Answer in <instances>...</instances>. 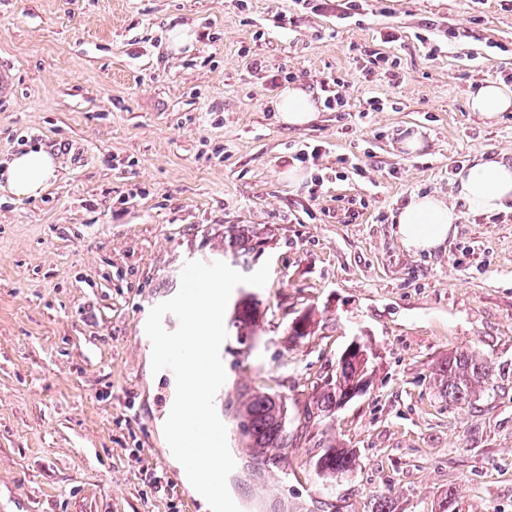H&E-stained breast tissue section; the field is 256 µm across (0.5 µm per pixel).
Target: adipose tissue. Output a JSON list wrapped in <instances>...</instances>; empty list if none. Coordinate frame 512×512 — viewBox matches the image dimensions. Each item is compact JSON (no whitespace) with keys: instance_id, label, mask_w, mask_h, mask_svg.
Here are the masks:
<instances>
[{"instance_id":"1","label":"adipose tissue","mask_w":512,"mask_h":512,"mask_svg":"<svg viewBox=\"0 0 512 512\" xmlns=\"http://www.w3.org/2000/svg\"><path fill=\"white\" fill-rule=\"evenodd\" d=\"M274 108L280 121L291 127L313 122L317 106L310 93L296 84L285 85ZM471 111L486 120L512 110V89L488 82L470 94ZM60 163L42 147H26L0 166V186L16 199L39 197L58 178ZM457 204L438 196L412 195L396 217L397 234L408 249L432 251L447 240L462 212L490 215L512 204V161L479 160L463 166L456 175Z\"/></svg>"}]
</instances>
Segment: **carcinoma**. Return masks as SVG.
<instances>
[{
  "instance_id": "cac0c4a2",
  "label": "carcinoma",
  "mask_w": 512,
  "mask_h": 512,
  "mask_svg": "<svg viewBox=\"0 0 512 512\" xmlns=\"http://www.w3.org/2000/svg\"><path fill=\"white\" fill-rule=\"evenodd\" d=\"M268 237L257 228L246 224H229L224 227V253L232 258L234 265L250 269V260L264 250ZM262 315L260 304L251 294L243 295L235 304L229 326L236 331L239 344L243 345L254 335ZM441 387L448 398L466 401L475 396L492 376L487 360L473 353H455L442 361L437 369ZM356 375L355 363L338 362L336 378L325 383V389L312 402L318 415L333 414L341 401L347 397L345 386ZM235 424L241 445L249 449L257 468L276 465L282 455L272 450H288V407L286 398L260 389L245 390L233 400L225 401ZM325 452L318 460V470L325 476L350 471L355 463V454L336 446L330 440L324 444Z\"/></svg>"
}]
</instances>
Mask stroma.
Here are the masks:
<instances>
[{
  "mask_svg": "<svg viewBox=\"0 0 512 512\" xmlns=\"http://www.w3.org/2000/svg\"><path fill=\"white\" fill-rule=\"evenodd\" d=\"M176 24L192 49L169 50ZM3 62L0 160L41 145L62 171L35 199L0 190V512H198L166 457L172 379L151 369L144 320L186 262L223 260L228 224L267 233L252 266L270 275L231 294L264 317L248 353L224 355L216 401L282 394L295 429L262 476L230 441L241 512H436L450 494L455 512H512V212L464 214L429 252L394 224L412 195L455 202L474 159L512 158V111L468 107L512 69V8L365 0L340 20L294 0H0ZM281 69L320 104L311 124L273 111ZM334 78L339 112L323 106ZM307 309L317 331L287 341ZM355 339L368 391L306 418ZM455 352L493 369L464 402L437 378ZM330 439L356 456L332 480L316 469Z\"/></svg>",
  "mask_w": 512,
  "mask_h": 512,
  "instance_id": "stroma-1",
  "label": "stroma"
}]
</instances>
